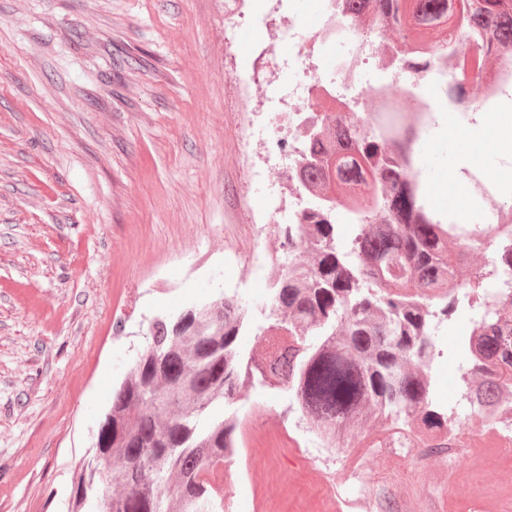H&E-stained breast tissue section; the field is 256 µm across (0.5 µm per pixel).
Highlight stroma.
I'll list each match as a JSON object with an SVG mask.
<instances>
[{"label": "stroma", "mask_w": 512, "mask_h": 512, "mask_svg": "<svg viewBox=\"0 0 512 512\" xmlns=\"http://www.w3.org/2000/svg\"><path fill=\"white\" fill-rule=\"evenodd\" d=\"M284 17L316 28L319 2L0 0V512H67L72 470L154 316L223 293L255 314L268 303L271 282L248 262H287L281 238L255 227L289 191L258 172L293 147L271 137L268 91L250 76L289 79L288 48L258 60L229 35L234 21L261 32ZM455 155L438 134L419 151L436 207ZM475 316L449 317L433 364L434 398L461 420ZM238 407L273 435L229 468L249 464L307 512L329 490L348 512H442L461 496L494 512L490 495L512 498V439L490 430L447 466L387 423L353 447H316L284 392L258 385Z\"/></svg>", "instance_id": "stroma-1"}]
</instances>
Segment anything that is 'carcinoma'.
Returning a JSON list of instances; mask_svg holds the SVG:
<instances>
[{
	"label": "carcinoma",
	"mask_w": 512,
	"mask_h": 512,
	"mask_svg": "<svg viewBox=\"0 0 512 512\" xmlns=\"http://www.w3.org/2000/svg\"><path fill=\"white\" fill-rule=\"evenodd\" d=\"M358 32H378L381 61L416 70L452 51V33L475 17L481 78L494 65V33L512 14L507 0H346ZM316 112L301 119L302 174L288 179L307 206L274 225L288 263L274 265L266 322L253 325L233 296L163 316L149 327L72 478L76 512H223L211 475L241 446L232 406L242 388L285 391L327 445L350 448L370 426L392 421L432 435L454 412L433 397L437 331L461 302L477 307L475 342L458 376L464 397L478 391L512 404V223L460 224L427 204L406 169L403 142L383 124L417 137L414 108L382 115ZM352 222L336 239V213ZM490 255L467 281L462 256ZM286 336L268 365L239 336Z\"/></svg>",
	"instance_id": "carcinoma-1"
}]
</instances>
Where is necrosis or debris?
<instances>
[{
	"instance_id": "4bbe7bcc",
	"label": "necrosis or debris",
	"mask_w": 512,
	"mask_h": 512,
	"mask_svg": "<svg viewBox=\"0 0 512 512\" xmlns=\"http://www.w3.org/2000/svg\"><path fill=\"white\" fill-rule=\"evenodd\" d=\"M277 38L295 49L294 57L288 62L294 79L285 85L273 75L266 79L268 86L278 89L269 101L268 124L280 141L297 139L301 117L313 111L314 98L326 86L333 88L337 99L352 106L370 109L380 101L393 111L410 101L422 113L431 112V93L437 90L445 98L448 110L461 122L470 113L493 111L495 102L512 90L511 30L504 31L499 63L491 80L484 83L482 98L475 102L459 77L461 57L474 48L464 29L452 38L453 53L419 74L402 63L380 64L375 38L353 28L343 0H331L326 5L317 29L308 31L292 22ZM470 152L473 158L470 168L451 176L441 187L446 203L455 206L461 193H469L481 202L483 223H504L497 205L499 183L487 175L481 164L485 142L472 143Z\"/></svg>"
}]
</instances>
